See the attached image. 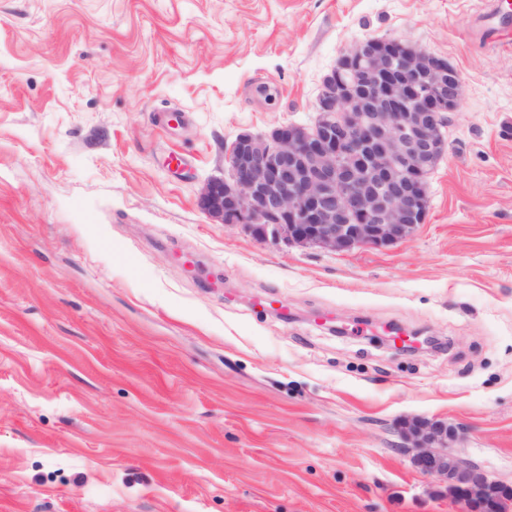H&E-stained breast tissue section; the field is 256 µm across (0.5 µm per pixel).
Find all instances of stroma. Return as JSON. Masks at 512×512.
Masks as SVG:
<instances>
[{"label":"stroma","instance_id":"obj_1","mask_svg":"<svg viewBox=\"0 0 512 512\" xmlns=\"http://www.w3.org/2000/svg\"><path fill=\"white\" fill-rule=\"evenodd\" d=\"M486 0H0V512H460L404 422L512 486V46ZM398 38L463 80L414 236L334 253L198 206Z\"/></svg>","mask_w":512,"mask_h":512}]
</instances>
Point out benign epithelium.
<instances>
[{"label": "benign epithelium", "instance_id": "obj_1", "mask_svg": "<svg viewBox=\"0 0 512 512\" xmlns=\"http://www.w3.org/2000/svg\"><path fill=\"white\" fill-rule=\"evenodd\" d=\"M324 77L312 126L241 133L227 175L203 187L198 205L224 224L287 245L348 252L409 239L428 213L429 173L447 150L442 127L462 98L448 61L405 41L355 42ZM464 429L416 420L399 450L448 486L463 512H508L509 486L450 451Z\"/></svg>", "mask_w": 512, "mask_h": 512}]
</instances>
